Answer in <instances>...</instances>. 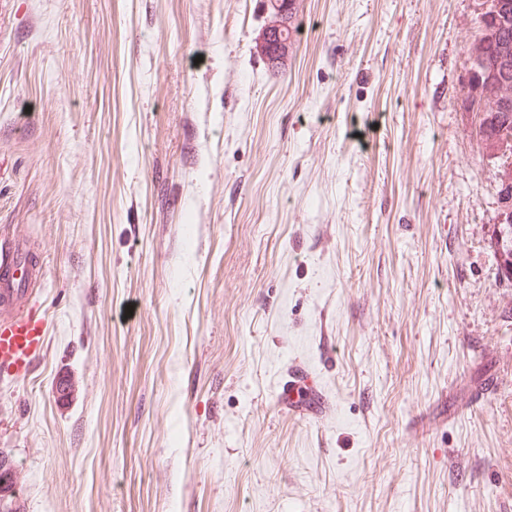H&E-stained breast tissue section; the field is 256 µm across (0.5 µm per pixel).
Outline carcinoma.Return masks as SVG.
Masks as SVG:
<instances>
[{"mask_svg": "<svg viewBox=\"0 0 512 512\" xmlns=\"http://www.w3.org/2000/svg\"><path fill=\"white\" fill-rule=\"evenodd\" d=\"M486 2V64L479 76L497 85L499 96L480 125L472 128V135L481 143L491 135L512 151V0ZM496 257L499 268L512 271V229L498 239Z\"/></svg>", "mask_w": 512, "mask_h": 512, "instance_id": "1", "label": "carcinoma"}]
</instances>
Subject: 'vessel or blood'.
Listing matches in <instances>:
<instances>
[{"label":"vessel or blood","instance_id":"b4317fda","mask_svg":"<svg viewBox=\"0 0 512 512\" xmlns=\"http://www.w3.org/2000/svg\"><path fill=\"white\" fill-rule=\"evenodd\" d=\"M34 268L21 258L20 245L0 249V300L11 302L26 297ZM47 323L44 313L25 310L22 314L0 319V366L15 367L27 373L46 345ZM280 406L289 414L317 419L329 407V398L302 365L289 368L278 392Z\"/></svg>","mask_w":512,"mask_h":512}]
</instances>
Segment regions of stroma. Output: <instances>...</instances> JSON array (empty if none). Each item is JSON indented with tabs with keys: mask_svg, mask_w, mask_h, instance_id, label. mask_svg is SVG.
<instances>
[{
	"mask_svg": "<svg viewBox=\"0 0 512 512\" xmlns=\"http://www.w3.org/2000/svg\"><path fill=\"white\" fill-rule=\"evenodd\" d=\"M478 9L303 0L274 76L260 0H0V241L48 323L0 369L21 512H512ZM298 363L321 418L277 403Z\"/></svg>",
	"mask_w": 512,
	"mask_h": 512,
	"instance_id": "obj_1",
	"label": "stroma"
}]
</instances>
